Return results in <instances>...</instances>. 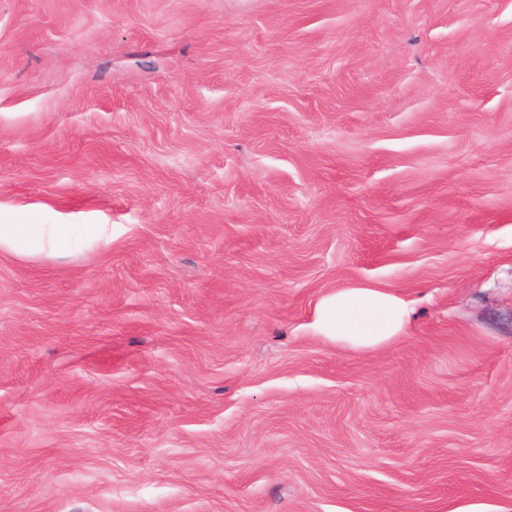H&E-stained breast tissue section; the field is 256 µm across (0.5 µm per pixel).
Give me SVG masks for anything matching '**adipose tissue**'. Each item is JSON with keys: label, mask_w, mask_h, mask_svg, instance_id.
Returning <instances> with one entry per match:
<instances>
[{"label": "adipose tissue", "mask_w": 512, "mask_h": 512, "mask_svg": "<svg viewBox=\"0 0 512 512\" xmlns=\"http://www.w3.org/2000/svg\"><path fill=\"white\" fill-rule=\"evenodd\" d=\"M109 234L105 224H13L0 220V249L59 253ZM411 314L409 302L390 289L356 285L324 295L314 308L310 329L338 346L370 350L402 336Z\"/></svg>", "instance_id": "ef3b65f1"}]
</instances>
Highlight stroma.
Masks as SVG:
<instances>
[{"mask_svg": "<svg viewBox=\"0 0 512 512\" xmlns=\"http://www.w3.org/2000/svg\"><path fill=\"white\" fill-rule=\"evenodd\" d=\"M0 217V512H512V0H0ZM109 234L108 224H13L0 217V249L18 253L76 250ZM411 314L409 302L390 289L356 285L324 295L309 328L332 344L370 350L402 336Z\"/></svg>", "mask_w": 512, "mask_h": 512, "instance_id": "35a3bbf8", "label": "stroma"}]
</instances>
